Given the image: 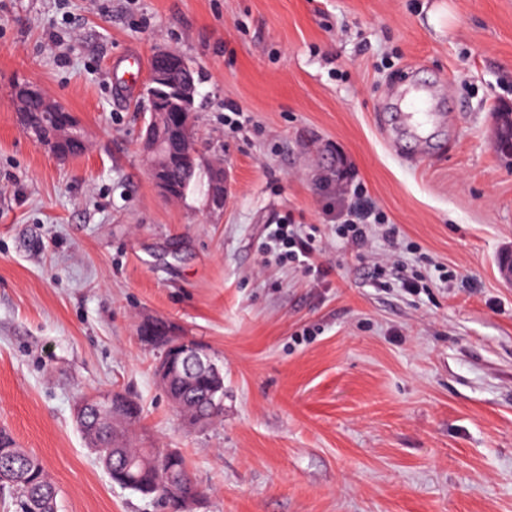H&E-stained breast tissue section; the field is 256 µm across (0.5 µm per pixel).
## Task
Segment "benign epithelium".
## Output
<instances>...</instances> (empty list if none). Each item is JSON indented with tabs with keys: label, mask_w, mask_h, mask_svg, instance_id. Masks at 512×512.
<instances>
[{
	"label": "benign epithelium",
	"mask_w": 512,
	"mask_h": 512,
	"mask_svg": "<svg viewBox=\"0 0 512 512\" xmlns=\"http://www.w3.org/2000/svg\"><path fill=\"white\" fill-rule=\"evenodd\" d=\"M148 85L155 103L150 106V115L140 147L154 187L162 196L168 198L172 192L169 172L179 159V155L167 144L169 134L173 133L179 138L181 148L191 161L197 160L194 151L197 82L188 68L182 70V75L179 76L174 69L161 67L151 71ZM42 102L44 118L53 127V137L47 147L51 155L58 158L65 156L64 147L73 139L87 141L88 135L80 122H61L62 104L57 99L44 93ZM213 170L214 181L210 186L208 208L221 209L224 207V168L215 165ZM140 335L163 348L155 367V377L161 385H166L177 375L190 381L197 374L203 373L210 393L224 392L223 369L216 363L206 345L183 335L176 326L165 320L143 324ZM90 408L102 421H107L112 415V393L99 396L93 405L85 400L80 401L75 409L77 421H82Z\"/></svg>",
	"instance_id": "7a95c632"
}]
</instances>
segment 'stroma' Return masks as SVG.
<instances>
[{"instance_id": "1", "label": "stroma", "mask_w": 512, "mask_h": 512, "mask_svg": "<svg viewBox=\"0 0 512 512\" xmlns=\"http://www.w3.org/2000/svg\"><path fill=\"white\" fill-rule=\"evenodd\" d=\"M171 47L201 75L197 148L230 180L171 200L140 151L141 93L112 62ZM434 86L428 155L387 91ZM27 81L89 131L59 160L14 111ZM248 121L224 128L226 107ZM512 0H0V427L59 489L57 512H164L112 485L76 426L119 391L138 448H175L194 512H512ZM410 244L336 235L338 156ZM316 230L319 270L265 256L270 224ZM420 275L406 292L402 277ZM174 321L224 370V414L192 426L139 335Z\"/></svg>"}]
</instances>
